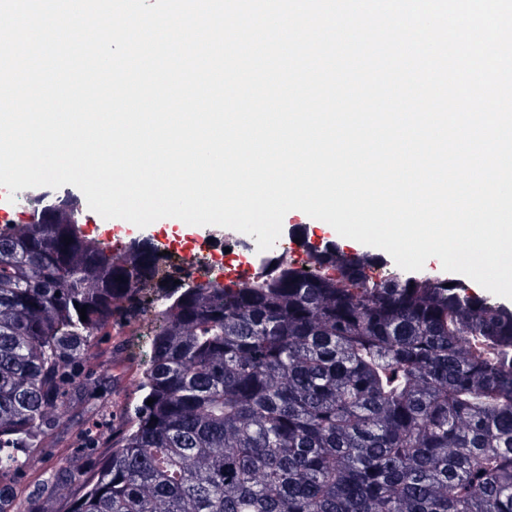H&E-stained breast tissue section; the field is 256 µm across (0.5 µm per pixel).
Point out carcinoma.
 Returning <instances> with one entry per match:
<instances>
[{
	"instance_id": "carcinoma-1",
	"label": "carcinoma",
	"mask_w": 512,
	"mask_h": 512,
	"mask_svg": "<svg viewBox=\"0 0 512 512\" xmlns=\"http://www.w3.org/2000/svg\"><path fill=\"white\" fill-rule=\"evenodd\" d=\"M299 238L305 268L191 286L77 210L1 224L0 476L83 390L92 338L151 308L143 398L72 512H512V308Z\"/></svg>"
}]
</instances>
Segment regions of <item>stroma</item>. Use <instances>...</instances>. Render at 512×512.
Segmentation results:
<instances>
[{
	"instance_id": "1",
	"label": "stroma",
	"mask_w": 512,
	"mask_h": 512,
	"mask_svg": "<svg viewBox=\"0 0 512 512\" xmlns=\"http://www.w3.org/2000/svg\"><path fill=\"white\" fill-rule=\"evenodd\" d=\"M146 351L144 339L127 342L113 325L96 336L79 362L86 376L82 408L67 410L41 447L27 449V457L41 461L40 470L22 469L1 479L0 486L28 496L31 512L48 498L57 512H71L82 485L97 475L126 430L125 411L141 401Z\"/></svg>"
}]
</instances>
